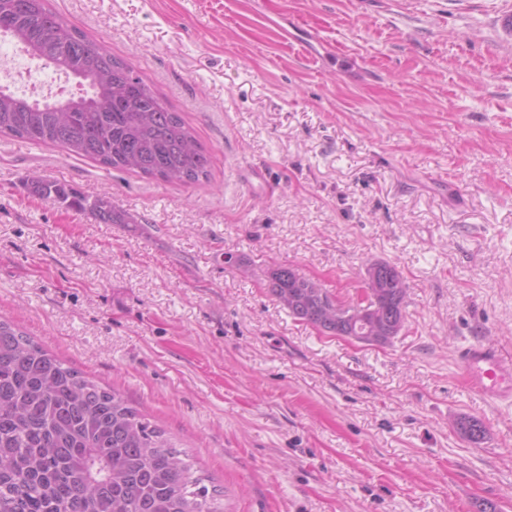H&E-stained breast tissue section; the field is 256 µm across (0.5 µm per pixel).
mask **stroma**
<instances>
[{
	"mask_svg": "<svg viewBox=\"0 0 512 512\" xmlns=\"http://www.w3.org/2000/svg\"><path fill=\"white\" fill-rule=\"evenodd\" d=\"M49 5L212 166L166 183L0 136V317L163 429L224 512H512V405L466 389L458 358L475 340L512 357V0ZM292 16L335 55L284 42ZM32 176L132 221L45 201ZM375 261L409 286L388 346L268 288L285 265L345 298Z\"/></svg>",
	"mask_w": 512,
	"mask_h": 512,
	"instance_id": "35a3bbf8",
	"label": "stroma"
}]
</instances>
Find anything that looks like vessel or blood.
Here are the masks:
<instances>
[{
  "label": "vessel or blood",
  "mask_w": 512,
  "mask_h": 512,
  "mask_svg": "<svg viewBox=\"0 0 512 512\" xmlns=\"http://www.w3.org/2000/svg\"><path fill=\"white\" fill-rule=\"evenodd\" d=\"M464 384L472 392L493 401L512 403V360L477 341L460 353Z\"/></svg>",
  "instance_id": "1"
}]
</instances>
